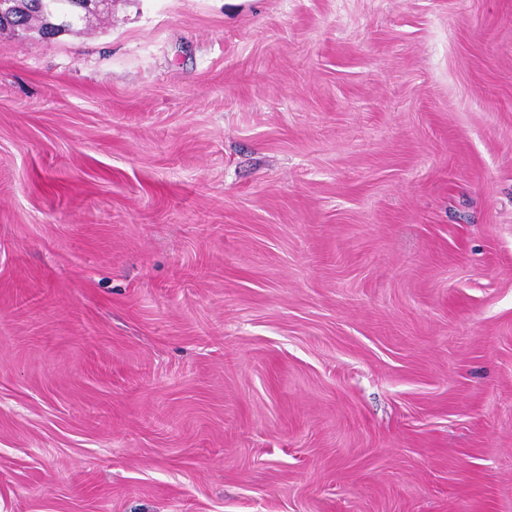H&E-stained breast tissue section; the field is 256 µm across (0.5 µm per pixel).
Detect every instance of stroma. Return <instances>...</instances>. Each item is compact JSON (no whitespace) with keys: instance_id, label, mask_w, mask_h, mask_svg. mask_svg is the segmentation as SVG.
<instances>
[{"instance_id":"35a3bbf8","label":"stroma","mask_w":512,"mask_h":512,"mask_svg":"<svg viewBox=\"0 0 512 512\" xmlns=\"http://www.w3.org/2000/svg\"><path fill=\"white\" fill-rule=\"evenodd\" d=\"M0 512H512V0L0 32Z\"/></svg>"}]
</instances>
